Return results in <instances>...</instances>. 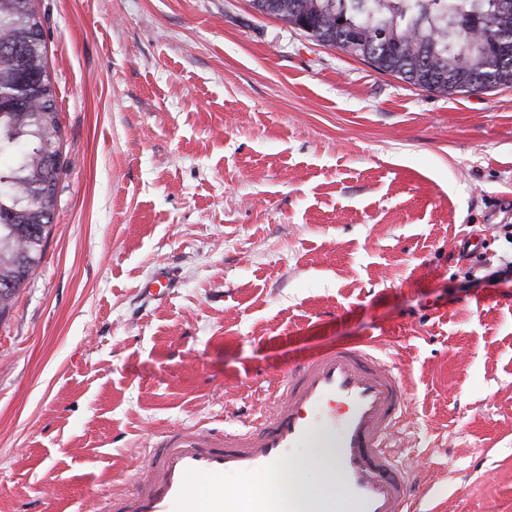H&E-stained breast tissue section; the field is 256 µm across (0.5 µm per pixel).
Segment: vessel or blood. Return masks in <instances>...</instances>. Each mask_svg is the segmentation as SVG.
Returning a JSON list of instances; mask_svg holds the SVG:
<instances>
[{
	"label": "vessel or blood",
	"instance_id": "vessel-or-blood-1",
	"mask_svg": "<svg viewBox=\"0 0 512 512\" xmlns=\"http://www.w3.org/2000/svg\"><path fill=\"white\" fill-rule=\"evenodd\" d=\"M376 341L319 353L269 385V405L241 427L217 432L191 427L168 432L144 473L123 494L101 498L96 512H239L225 497L223 477L287 472L296 448H329L334 488L316 512H418L413 466L398 452L406 406L402 372L377 356ZM212 479L205 496L194 482Z\"/></svg>",
	"mask_w": 512,
	"mask_h": 512
}]
</instances>
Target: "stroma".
<instances>
[{
	"instance_id": "1",
	"label": "stroma",
	"mask_w": 512,
	"mask_h": 512,
	"mask_svg": "<svg viewBox=\"0 0 512 512\" xmlns=\"http://www.w3.org/2000/svg\"><path fill=\"white\" fill-rule=\"evenodd\" d=\"M34 5L63 172L0 315V512L129 489L163 432L237 427L369 337L429 498L512 512V278L487 277L512 260V87L430 92L250 0Z\"/></svg>"
}]
</instances>
